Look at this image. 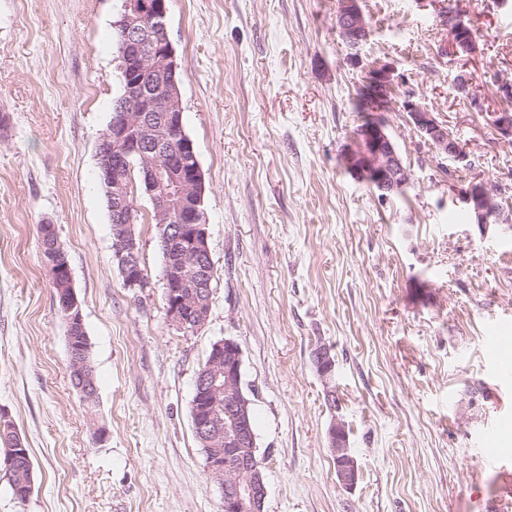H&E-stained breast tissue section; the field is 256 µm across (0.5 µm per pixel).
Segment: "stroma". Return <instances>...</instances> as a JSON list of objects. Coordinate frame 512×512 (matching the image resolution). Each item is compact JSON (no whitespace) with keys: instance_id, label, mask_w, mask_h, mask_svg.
Masks as SVG:
<instances>
[{"instance_id":"obj_1","label":"stroma","mask_w":512,"mask_h":512,"mask_svg":"<svg viewBox=\"0 0 512 512\" xmlns=\"http://www.w3.org/2000/svg\"><path fill=\"white\" fill-rule=\"evenodd\" d=\"M476 31L467 61L484 109L454 96L440 6L362 0L371 25L349 65L337 0H170L183 127L205 181L214 262L199 330L167 319L164 258L141 192L147 285L112 257L97 145L121 94L122 0H0V411L29 448L35 491L0 512H222L191 402L212 344L235 340L251 399L264 512H512V462L485 466L482 437L512 451V383L486 338L512 328V235L482 232L448 189L478 177L512 208V0H446ZM393 64L447 124L470 167L437 161L402 108L384 113L411 173L383 200L343 166L373 63ZM54 225L90 343L98 399L70 382L67 323L37 236ZM332 348L331 380L310 359ZM335 404H328L327 393ZM357 461L345 488L328 429ZM105 427L108 438L94 432Z\"/></svg>"}]
</instances>
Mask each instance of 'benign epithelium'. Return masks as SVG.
<instances>
[{
	"label": "benign epithelium",
	"mask_w": 512,
	"mask_h": 512,
	"mask_svg": "<svg viewBox=\"0 0 512 512\" xmlns=\"http://www.w3.org/2000/svg\"><path fill=\"white\" fill-rule=\"evenodd\" d=\"M169 6V0H123L115 28L121 33L119 70L124 93L115 101L112 121L99 139L97 157L101 158L102 181L112 198L113 257L119 263L126 287L145 285L132 232L136 208L131 201L130 182L136 169L140 191L148 197L156 215L161 240L179 245V257L165 260L163 272L168 320L180 330L193 332L208 321L214 274L208 224L201 209L204 177L189 137H182L177 149L166 148L153 137L149 123L151 115L159 112L166 128L183 130L178 64L167 24ZM445 13L453 61L475 55L479 47L471 29L453 9L448 7ZM337 30L350 49L348 62L360 65L359 48L370 36L361 0H338ZM399 79L391 64L373 67L370 81L374 98L392 106L391 95L399 86ZM456 89L472 108L482 109L467 74L457 75ZM403 110L437 156L469 166L468 154L460 142L433 113L409 99ZM492 124L500 136L512 137L511 112L494 113ZM343 163L348 172L384 198L404 194L410 184L411 175L382 122L353 133L344 150ZM458 196L483 231L512 233V210L503 207L500 187L475 180L460 188ZM46 255L53 278L72 282L70 266L58 247L48 249ZM56 300L71 328L81 330L83 319L75 290L58 289ZM311 362L324 380H330L334 358L329 346H315ZM241 365V348L236 341L224 339L212 345L206 365L196 375L192 425L206 444V471L220 485L223 512H264L266 482L257 456L256 435L249 423L251 400L242 387ZM70 371L83 400L95 401L93 371L82 350L71 358ZM328 440L337 479L350 488L356 483L358 467L341 421L333 420ZM26 457L28 451L22 438L12 440L6 445L5 471H11Z\"/></svg>",
	"instance_id": "obj_1"
}]
</instances>
